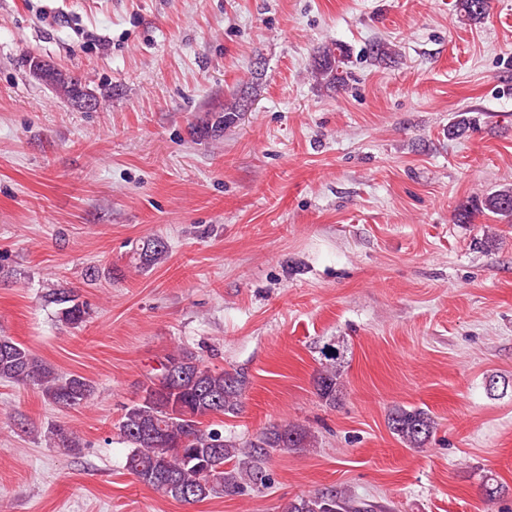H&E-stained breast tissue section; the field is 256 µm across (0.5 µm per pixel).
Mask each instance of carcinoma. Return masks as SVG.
<instances>
[{
  "mask_svg": "<svg viewBox=\"0 0 512 512\" xmlns=\"http://www.w3.org/2000/svg\"><path fill=\"white\" fill-rule=\"evenodd\" d=\"M459 9L468 21L482 20L489 10V0H459ZM348 52L340 44L324 47L315 61L313 74L330 86L342 87L348 79ZM45 81L65 98L74 99L70 77L51 65L44 70ZM239 97L214 108L211 119L195 125V135L216 134L233 122L243 110ZM475 212L493 217L512 218V187L487 193L471 206H463L458 221L469 222ZM167 244L159 237L142 240L136 249L139 264L150 267L165 259ZM49 301L61 306V320L73 327L88 316L84 303L65 288L48 294ZM343 352L324 351L328 361L315 379L318 398L336 405L341 394L339 366ZM163 362L178 363L182 374L167 379L158 373L143 385L138 402L127 407L118 424L120 436L129 445L126 470L140 483L181 502H199L212 497L232 496L249 488L267 486L266 464L275 451L311 446L312 436L294 424H277L260 432L242 446L210 429L204 419L216 414L235 415L240 411L246 378L239 373L212 370L201 365L199 357L185 348L168 352ZM0 379L38 389L51 404L70 408L87 403L93 385L78 374L59 375L56 370L28 347L10 336L0 334ZM390 432L412 448H422L435 432L437 423L422 408L396 405L389 410ZM49 439L58 448H77L79 438L63 425L50 431ZM372 505L357 502L341 490L325 488L311 495L288 501L282 512H371Z\"/></svg>",
  "mask_w": 512,
  "mask_h": 512,
  "instance_id": "1",
  "label": "carcinoma"
}]
</instances>
